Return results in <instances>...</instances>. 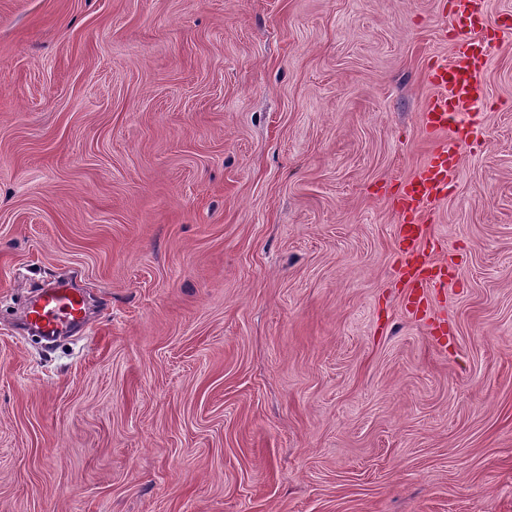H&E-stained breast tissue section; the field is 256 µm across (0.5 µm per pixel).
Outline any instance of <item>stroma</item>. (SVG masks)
Wrapping results in <instances>:
<instances>
[{"mask_svg":"<svg viewBox=\"0 0 512 512\" xmlns=\"http://www.w3.org/2000/svg\"><path fill=\"white\" fill-rule=\"evenodd\" d=\"M485 11L414 317L393 199L447 0H0V512H512V0ZM63 272L87 320L48 345L18 323Z\"/></svg>","mask_w":512,"mask_h":512,"instance_id":"35a3bbf8","label":"stroma"}]
</instances>
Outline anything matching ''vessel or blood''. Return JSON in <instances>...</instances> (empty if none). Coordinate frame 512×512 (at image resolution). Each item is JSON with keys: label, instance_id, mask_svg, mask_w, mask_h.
Returning a JSON list of instances; mask_svg holds the SVG:
<instances>
[{"label": "vessel or blood", "instance_id": "b4317fda", "mask_svg": "<svg viewBox=\"0 0 512 512\" xmlns=\"http://www.w3.org/2000/svg\"><path fill=\"white\" fill-rule=\"evenodd\" d=\"M483 0H448L454 18V56L446 61L431 58L425 71L433 93L422 108V127L433 148L419 172L405 183L396 201L402 216L397 239L401 257L400 275L407 285L406 309L421 311L428 302V291L445 287L436 263L423 247L430 207L448 194V186L461 162V146L451 133L455 116L475 110L483 96L476 74L486 61L491 40L482 36L485 16ZM84 311L81 290L64 285L46 289L26 313L25 319L42 331L60 330V316L78 319Z\"/></svg>", "mask_w": 512, "mask_h": 512}]
</instances>
